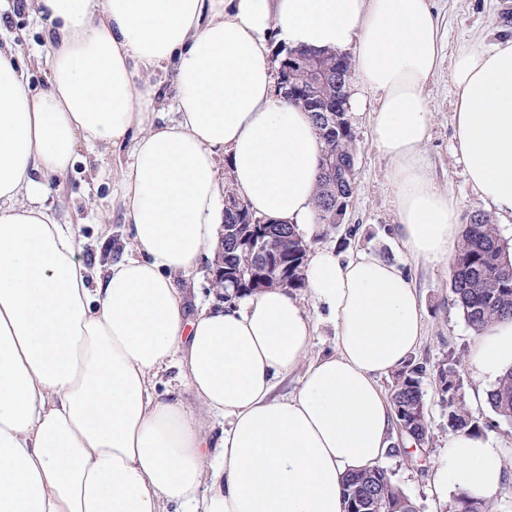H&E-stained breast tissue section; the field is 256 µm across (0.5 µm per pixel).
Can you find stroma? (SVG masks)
Returning a JSON list of instances; mask_svg holds the SVG:
<instances>
[{
    "mask_svg": "<svg viewBox=\"0 0 512 512\" xmlns=\"http://www.w3.org/2000/svg\"><path fill=\"white\" fill-rule=\"evenodd\" d=\"M439 19L448 31L445 58H452L461 47L484 37L495 41L512 36V0H435ZM10 41L24 60L30 61L29 83L37 88L48 84V69L36 65L45 56L42 23L29 10L17 9L15 0H0V42ZM357 84L347 93L353 103L347 115L356 136V192L342 224L330 235L315 237L312 248L327 247L349 256L365 250L398 264L413 279L424 318V336L415 352L429 364L445 360L448 354L467 359L474 333L462 313L451 305V275L448 262H410L398 238V216L390 164L370 138L372 97H360ZM432 109L430 138L424 158L436 184L459 203V222L471 216H494V208L482 201L470 187L464 165L454 144L452 125L453 90L447 69H440L428 88ZM115 161L106 164L76 161L64 179L53 181L57 213L61 222L72 224L77 248L89 268H97L118 258L131 230L120 210L108 207L106 199L116 180ZM109 237H102L101 227ZM393 481L412 500L417 512H454L455 499L440 495L431 483L427 466L415 467L404 458L388 456L383 463Z\"/></svg>",
    "mask_w": 512,
    "mask_h": 512,
    "instance_id": "35a3bbf8",
    "label": "stroma"
}]
</instances>
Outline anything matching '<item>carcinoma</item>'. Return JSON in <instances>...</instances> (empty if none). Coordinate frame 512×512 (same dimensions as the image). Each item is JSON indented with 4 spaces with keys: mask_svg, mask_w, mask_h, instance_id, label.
<instances>
[{
    "mask_svg": "<svg viewBox=\"0 0 512 512\" xmlns=\"http://www.w3.org/2000/svg\"><path fill=\"white\" fill-rule=\"evenodd\" d=\"M304 55L328 64L332 72L352 71L351 60L344 54L306 51ZM310 78L308 67L291 71L288 85L292 91L287 99L311 113L321 142L320 162L330 158L348 169L346 179L338 182L336 175L319 168L314 223L321 225L322 232L327 234L336 228L341 217L339 204L350 202L355 193L356 136L347 113H339L340 121L334 123L326 121L324 114L316 111L317 103L305 93ZM319 95L332 105L347 106L345 84L336 83L334 76L321 85ZM224 199L229 206L224 211L221 258L232 277L212 282L213 288L224 291V301L232 303L279 287L278 274L285 266L288 267V291L295 293L306 288L304 272L311 245L299 229L290 224L269 222L271 247L263 256L255 247L253 228L265 221V217L252 212L229 188ZM450 272L452 304L459 308L473 332L479 333L496 321L512 318V248L488 217H471L452 258ZM425 378L430 379L439 393L448 420V433L481 434L487 428V424L474 419L466 407L460 360L450 353L447 362L431 367L409 359L393 377L390 399L393 409L401 411L395 415L397 431L415 441L418 454L414 456L404 448H395L393 452L404 454L406 461L414 466L426 461L422 448L429 432L422 388ZM487 399L495 414L512 424V371L497 381ZM368 493L374 496L371 512H414L412 501L381 466L348 475L343 484L342 500L346 504L351 497ZM493 509L492 499L475 500L464 493L456 499L455 512H493Z\"/></svg>",
    "mask_w": 512,
    "mask_h": 512,
    "instance_id": "carcinoma-1",
    "label": "carcinoma"
}]
</instances>
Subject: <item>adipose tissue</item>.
<instances>
[{"label":"adipose tissue","mask_w":512,"mask_h":512,"mask_svg":"<svg viewBox=\"0 0 512 512\" xmlns=\"http://www.w3.org/2000/svg\"><path fill=\"white\" fill-rule=\"evenodd\" d=\"M26 3L46 24L49 75L31 87L0 45V512H342L344 478L392 444L379 381L421 343L413 281L368 252L315 250L309 295L336 347L314 358L316 325L295 294L193 313L178 280L220 241L219 156L254 212L311 222L320 141L309 113L274 91L272 37L353 51L401 246L416 263L453 256L458 203L422 156L444 43L433 0ZM159 71L174 89L168 122ZM449 74L468 182L512 216V38L460 49ZM82 145L99 160L128 152L112 201L131 244L95 272L49 187ZM468 362L483 380L511 370L512 319L475 335ZM172 369L178 387L159 392ZM290 378L294 392L276 395ZM505 478L485 435H449L434 464L444 495L488 499Z\"/></svg>","instance_id":"1"}]
</instances>
